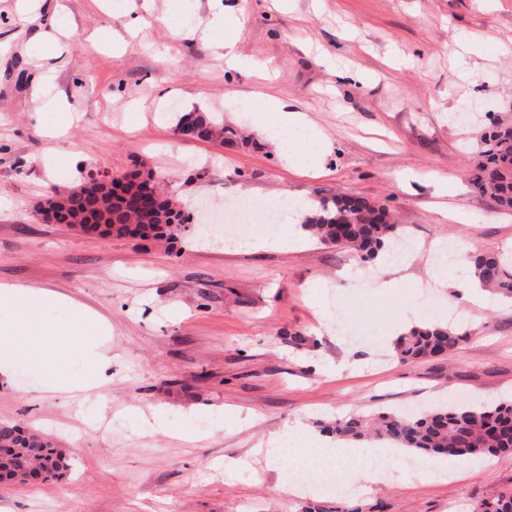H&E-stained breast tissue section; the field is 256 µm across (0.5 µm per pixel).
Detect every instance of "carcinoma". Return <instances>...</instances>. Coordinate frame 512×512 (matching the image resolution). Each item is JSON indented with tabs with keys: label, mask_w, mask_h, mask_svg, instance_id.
<instances>
[{
	"label": "carcinoma",
	"mask_w": 512,
	"mask_h": 512,
	"mask_svg": "<svg viewBox=\"0 0 512 512\" xmlns=\"http://www.w3.org/2000/svg\"><path fill=\"white\" fill-rule=\"evenodd\" d=\"M192 119L189 136L224 143L233 141L234 130L224 127V119L206 112L182 115L177 131ZM480 160L470 177L474 188L496 199L505 210H512V119H499L483 136ZM125 196L117 202H103L106 232L147 238L161 237L170 229V220L188 224L191 215L173 212L178 201L163 192L145 200L139 193L137 177L118 181ZM92 201L78 191L66 199L67 216L75 218L91 209ZM304 226L323 243L354 249L362 261L375 259L386 242L400 240L398 226L389 222L383 206L345 194L318 201L305 215ZM473 276L495 298L512 300V271L501 254L477 250L472 253ZM465 334L439 323L412 328L394 343L396 356L403 362L451 353ZM324 432L342 438L375 437L415 454H437L467 459L512 453V400L497 404L462 402L437 403L426 412L349 415L324 427ZM69 455L46 436L27 433L17 426L0 427V479L32 467L43 480L61 478L69 469ZM475 512H512V494L483 501Z\"/></svg>",
	"instance_id": "1"
}]
</instances>
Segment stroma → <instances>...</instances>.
Wrapping results in <instances>:
<instances>
[{
    "mask_svg": "<svg viewBox=\"0 0 512 512\" xmlns=\"http://www.w3.org/2000/svg\"><path fill=\"white\" fill-rule=\"evenodd\" d=\"M265 61L269 80L255 72ZM337 70L364 81L335 85ZM266 96L298 103L318 140L283 145ZM192 110L222 115L238 142L178 133L177 112ZM505 112L512 0H0V284L46 292L51 320L87 316L112 354L104 408L93 394L74 408L36 371L0 376V425L71 459L62 478L0 483V512H472L512 494V453L429 480L427 455L399 451L349 497L317 467L310 491L281 493L298 463L261 452L299 418L316 435L349 414L512 397V302L469 297L442 249L512 253V212L470 182ZM147 173L207 203L200 224L133 239L34 218L50 188ZM339 192L387 207L409 239L390 293L374 287L382 259L310 236L289 251L224 246L216 219L247 199ZM324 315L365 333L324 332ZM429 320L465 341L391 359L397 336ZM205 417L216 423L199 429Z\"/></svg>",
    "mask_w": 512,
    "mask_h": 512,
    "instance_id": "stroma-1",
    "label": "stroma"
}]
</instances>
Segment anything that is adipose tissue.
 I'll return each mask as SVG.
<instances>
[{
    "instance_id": "1",
    "label": "adipose tissue",
    "mask_w": 512,
    "mask_h": 512,
    "mask_svg": "<svg viewBox=\"0 0 512 512\" xmlns=\"http://www.w3.org/2000/svg\"><path fill=\"white\" fill-rule=\"evenodd\" d=\"M44 299V293L33 288L0 286V309L9 310L8 315L0 316V374H9L18 361L37 371L46 361H53L45 389L66 393L75 403H82L89 390L105 384V371L112 357L103 349L102 337L91 334L83 318L60 325L38 317ZM75 352L92 360L91 373L81 379L74 378L67 369L68 359Z\"/></svg>"
}]
</instances>
